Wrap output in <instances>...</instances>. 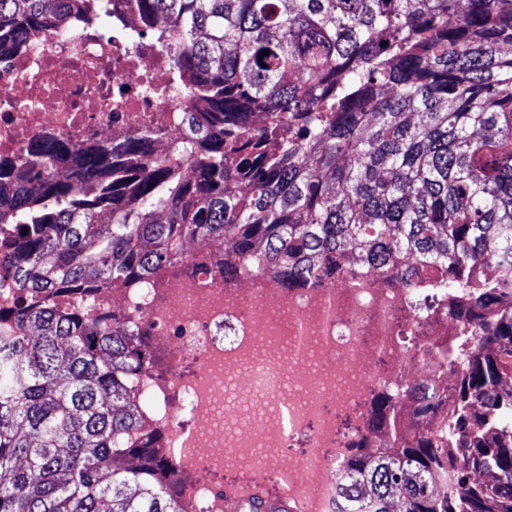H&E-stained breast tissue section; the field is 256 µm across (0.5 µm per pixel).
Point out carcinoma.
<instances>
[{"label": "carcinoma", "mask_w": 512, "mask_h": 512, "mask_svg": "<svg viewBox=\"0 0 512 512\" xmlns=\"http://www.w3.org/2000/svg\"><path fill=\"white\" fill-rule=\"evenodd\" d=\"M0 0V57L57 6ZM176 81L186 135L120 149L51 137L0 162V250L19 303L0 310V512H180L143 430L136 327L61 307L227 242L231 281L287 287L352 262L470 289L458 329L417 336L455 374L436 429L409 435L389 394L351 453L340 512H512V0H133ZM264 50L270 54L262 57ZM29 232L22 234V229ZM28 325L13 335L10 324ZM436 388L414 419L437 415Z\"/></svg>", "instance_id": "cac0c4a2"}]
</instances>
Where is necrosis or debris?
Wrapping results in <instances>:
<instances>
[{
	"label": "necrosis or debris",
	"mask_w": 512,
	"mask_h": 512,
	"mask_svg": "<svg viewBox=\"0 0 512 512\" xmlns=\"http://www.w3.org/2000/svg\"><path fill=\"white\" fill-rule=\"evenodd\" d=\"M150 75L164 78L163 57L128 0H101L95 25L72 15L63 31L21 42L0 58V157H22L42 135L116 144L147 116L156 145L173 144L179 100L150 96ZM219 256L194 248L191 274L103 288L90 300L96 314L136 325L161 359L137 387L182 512H224L225 494L251 493L256 476L298 512H338L358 438L340 421L377 388L411 407L407 389L427 384L413 339L447 334L430 304L448 291L357 269L299 288L271 274L239 283L215 271ZM228 470L248 483L225 488Z\"/></svg>",
	"instance_id": "obj_1"
}]
</instances>
